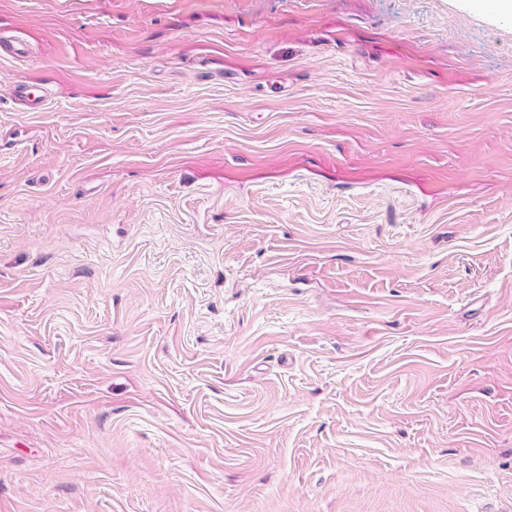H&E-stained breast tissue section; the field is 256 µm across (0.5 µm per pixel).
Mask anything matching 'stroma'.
Listing matches in <instances>:
<instances>
[{"mask_svg": "<svg viewBox=\"0 0 512 512\" xmlns=\"http://www.w3.org/2000/svg\"><path fill=\"white\" fill-rule=\"evenodd\" d=\"M0 512H512V16L0 0Z\"/></svg>", "mask_w": 512, "mask_h": 512, "instance_id": "stroma-1", "label": "stroma"}]
</instances>
